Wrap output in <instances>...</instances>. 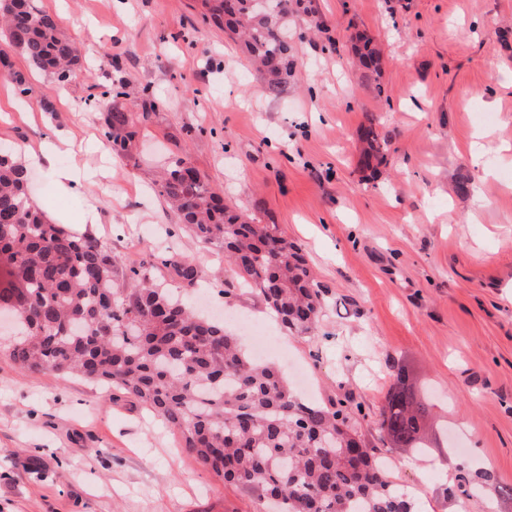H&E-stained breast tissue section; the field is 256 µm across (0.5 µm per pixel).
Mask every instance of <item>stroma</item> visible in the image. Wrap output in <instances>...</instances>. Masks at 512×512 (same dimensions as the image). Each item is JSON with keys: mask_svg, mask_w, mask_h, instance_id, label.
<instances>
[{"mask_svg": "<svg viewBox=\"0 0 512 512\" xmlns=\"http://www.w3.org/2000/svg\"><path fill=\"white\" fill-rule=\"evenodd\" d=\"M32 5L81 46L84 68L60 85L0 38L30 87L20 112L0 80V142L73 136L89 174L64 195L31 167L33 202L74 217L96 209L86 231L122 267L153 265L155 279L242 342L254 326L280 337L284 352L269 363L310 400L362 404L370 444L391 376L406 368L431 402L435 446L393 454V480L417 512H512V0H311L312 16L295 18V77L276 97L203 23L200 0ZM313 17L323 25L315 37ZM358 32L388 58L385 99L348 55ZM118 78L131 112L145 87L162 103L125 158L103 136L99 103ZM369 112L389 140L373 175L360 168L358 141ZM178 157L301 246L324 304L313 334L283 332L257 298L225 300L238 279L223 251L190 237L146 180ZM170 250L199 266L195 287L164 268ZM457 444L481 449L472 478L484 488L463 507L443 470ZM0 512L266 509L199 465L135 400L79 377L21 374L0 350Z\"/></svg>", "mask_w": 512, "mask_h": 512, "instance_id": "obj_1", "label": "stroma"}]
</instances>
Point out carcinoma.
Instances as JSON below:
<instances>
[{
    "mask_svg": "<svg viewBox=\"0 0 512 512\" xmlns=\"http://www.w3.org/2000/svg\"><path fill=\"white\" fill-rule=\"evenodd\" d=\"M203 20L224 28L255 63L268 92L280 93L296 68L288 16L311 9L304 0H202ZM0 23L10 46L61 84L75 75L78 43L30 0H0ZM350 51L377 96L384 57L363 35ZM103 133L112 153L131 154L135 118L118 81ZM371 113L361 126L360 162L382 163L388 141ZM180 224L204 246L224 251L244 289L262 299L282 327L308 335L323 300L300 247L276 224L248 217L224 202L186 157L173 160L154 182ZM163 265L191 286L200 269L188 256ZM13 319L14 340L3 342L23 374L77 375L121 390L165 419L183 447L211 474L260 498L277 512H413L409 494L391 479L359 432V414L295 396L281 371L241 347L224 322L196 316L149 267L123 269L93 235H74L48 220L29 195L25 166L0 151V315ZM428 402L396 382L380 410L378 428L390 449L414 453L425 440Z\"/></svg>",
    "mask_w": 512,
    "mask_h": 512,
    "instance_id": "cac0c4a2",
    "label": "carcinoma"
}]
</instances>
